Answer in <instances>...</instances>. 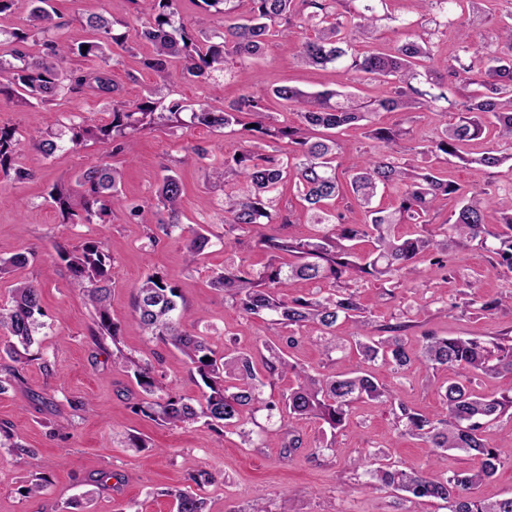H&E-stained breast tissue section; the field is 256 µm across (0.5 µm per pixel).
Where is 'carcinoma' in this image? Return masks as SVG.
I'll return each instance as SVG.
<instances>
[{
	"mask_svg": "<svg viewBox=\"0 0 512 512\" xmlns=\"http://www.w3.org/2000/svg\"><path fill=\"white\" fill-rule=\"evenodd\" d=\"M472 6L476 0H421L434 15L438 26H453L463 2ZM139 4L146 22L137 28L122 24L115 31L114 22L102 15L86 17L83 26L88 40L67 43L53 35L62 27L55 21L58 13L49 0H31L25 28L10 32L11 48L7 61L0 56V100L25 107L43 106L67 94L86 90L110 100V121L88 125L72 121L67 126L69 141L79 145L87 139L109 142L113 151L132 149L130 136L153 126H180L181 114L190 111V123L213 130H229L240 124L239 116H252L254 126L243 128L246 137L224 163L211 167V177L224 183V233L230 234L252 224L295 223L290 210L280 208L277 195L288 175L296 179L297 191L315 232L303 237L282 235L273 228L256 245L269 259L260 269L240 264L214 273L211 286L224 291L233 305L246 317L264 316L271 326L290 328L288 347L298 343L294 332L307 326L317 328L314 342L329 353L336 347L335 331L339 320L351 322L355 349L368 362L381 361L396 373L415 365L432 369L445 367L456 377L441 386L442 410L428 413L395 404L392 392L369 374L338 377L299 369L275 353L256 363L249 351L220 355L206 337L193 334L181 323L185 309L179 288L157 272L149 273L133 297L136 325L145 334L177 348L186 358L192 374L199 377L206 392L200 400L185 397L167 387L148 362L125 356L117 348L119 328L110 313L112 257L102 241L86 239L77 245L55 244L58 259L64 264L70 284L83 292L94 309L92 335L108 337L116 346L115 358L132 372L141 398L135 410L162 425L187 427L203 423L217 436L236 424L249 408L266 411L267 416L288 414V419H315L331 435L343 429L351 406L358 400H370L392 406L396 425L402 432L418 438L433 449L438 459L450 450H460L476 462L462 472L433 475L406 470L374 457L377 467L369 471V488H385L415 497L440 499L448 503V512H512V497L488 501L478 498L474 489L491 478L500 465L502 449L490 447L486 428L505 414L512 416V388L491 395L474 391L475 377H512V344L451 336H424L421 349L406 347L405 332L411 328L406 316L381 325L380 336L371 334L373 320L350 291L349 282H378L397 286L399 279L428 263L434 277L448 278V244L458 247L477 245L489 254V271L512 272V195L491 198L485 190L470 194L441 175L429 159L456 157L479 168H498L512 161V13L500 20L496 44L477 41L467 30L458 38L472 50L469 59L459 56L455 64L440 60L432 49L431 36L414 34L390 51L374 49L358 55L353 44L375 39L382 20L376 3L385 0H249L246 17L237 16L242 0H201L231 23L222 31L200 28L194 33L175 25L178 0H133ZM299 20V26L313 30L303 37L297 53L305 67L334 68L351 74L354 80H371L385 87L371 100H361L351 92L323 90L307 92L289 85L272 89L298 117L295 123L281 121L266 111L263 99L249 92L225 108L207 103L188 109L182 101L169 100L149 91L134 103L114 97L117 86L104 67L79 74L60 62L70 54L80 57L110 58L112 47L125 48L131 42L149 46L144 66L155 76L157 88L167 85L170 67L178 64L194 78L207 79L214 71L228 70L229 63L240 65L261 55L269 40L276 36V26ZM41 47V54L29 52ZM88 46L82 51V46ZM470 85L482 90L467 96L458 121L437 129L427 143L416 146V156L398 157V140L408 134L402 128L381 127L371 120L380 111L429 109L446 112L458 107L456 93ZM359 124L373 150L354 164L349 175L351 205L364 215L360 224H351L336 210L341 186L337 176L341 143L336 138L313 139L311 130L321 127L342 131ZM496 126L499 144L476 157L460 153L462 145L482 137L486 125ZM22 139L17 130L0 127V170L13 172L17 181L34 178L32 170L16 164ZM31 149L51 156L58 149L57 134L30 142ZM75 186H55L49 197L59 208L66 224H95L124 207L119 171L93 165L81 171ZM396 192L395 205L376 204L380 192ZM183 185L170 168L165 169L155 194L156 206L169 211L172 221L159 225L165 236L179 227L175 217L182 199ZM457 195L460 206L453 218L430 228L431 212L443 197ZM413 224L404 235L397 226ZM213 234L200 225L191 230L185 244L186 259L193 263L213 246ZM369 244L366 250L359 249ZM28 263L24 253L0 258V275L11 273ZM297 281L318 284L312 297L288 294ZM503 299H484L471 295L465 305L490 313ZM40 288L29 281L12 285L11 301L0 305V329L11 342L5 350L15 363L13 375L37 359L31 353L35 336L45 327L41 317ZM294 372L297 386L278 401L263 398V388L274 377ZM8 453L28 454L30 450L12 441L10 427L0 425V449ZM189 486L171 490L176 512H206L205 500L198 490L211 483L207 470L188 473Z\"/></svg>",
	"mask_w": 512,
	"mask_h": 512,
	"instance_id": "1",
	"label": "carcinoma"
}]
</instances>
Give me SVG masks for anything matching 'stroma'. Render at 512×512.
<instances>
[{"label":"stroma","instance_id":"35a3bbf8","mask_svg":"<svg viewBox=\"0 0 512 512\" xmlns=\"http://www.w3.org/2000/svg\"><path fill=\"white\" fill-rule=\"evenodd\" d=\"M54 6L63 22L59 36L71 43L85 39L79 20L91 12L122 23L139 21L132 0H54ZM384 12L376 40L379 48H392L402 39L400 20L411 21L415 34L428 27L425 11L414 0H386ZM301 36L300 27H288L263 55L249 59L248 82L215 73L223 87L219 106L231 105L250 91L265 95L270 111L281 112L285 105L273 96L275 86L319 90L326 85H349L345 74L298 63ZM147 50L142 43L133 51L118 52L109 62L123 101L138 100L153 85V75L141 64ZM110 110L107 100L86 92L33 109L1 101L0 126L16 128L29 138L72 119L90 125L107 123ZM373 120L408 129L401 143L406 150L432 137L441 122H455L456 114L381 112ZM133 141L130 156L94 140L77 147L64 143L49 157L24 147L17 161L33 170L34 178L18 182L0 174V255H29L26 267L0 277V304L8 301L16 281L31 280L42 290L45 312V327L35 346L39 359L25 365L21 379L0 392V422L7 423L15 441L28 449L24 455L0 458V512H173L169 490L186 487L188 472L197 469L214 476L201 492L206 512H250L259 497L267 512H281L285 507L290 512H448L447 503L440 500L366 487L367 462L373 454L387 453L403 468L414 470L427 468L432 461L430 449L421 441L400 434L387 405L355 402L331 451L324 448L327 437L321 425L312 419L292 421L302 445L288 452L280 446L285 439L282 429L268 423L261 411L245 415V426H267L276 446L265 447L257 440L243 444L231 429L220 438L200 424L169 428L135 413L132 395L138 387L123 363L113 359L116 347L126 356L155 362L174 391L195 399L203 392L176 348L144 334L133 323L134 290L152 271L179 288L185 302L183 327L207 336L218 351L251 350L264 355L273 349L287 353L291 362L328 375L349 376L365 369L393 390L399 402L427 411L439 409L437 390L452 372L414 367L396 374L378 363L364 364L350 345L353 329L347 323L336 331L339 349L327 354L306 339L297 348H289L287 328L271 327L258 317L244 318L223 291L210 286L213 271L224 266L244 263L258 269L267 261L254 241L268 232V225L225 234L224 187L208 177L210 159H223L235 148L236 137L186 124L147 129L136 133ZM195 145L207 148L210 159L192 153ZM93 165L120 169L126 204L150 205L147 224L154 225L170 220L166 210L153 208L152 201L164 167H172L184 184L177 217L180 230L155 245L147 236V224L130 220L122 211L114 212L105 223H63L49 191L73 183L80 171ZM440 169L463 190L481 187L500 195L512 193L511 167L479 170L453 158ZM200 224L208 225L217 241L190 266L184 244L189 230ZM87 238L102 241L112 257L111 313L120 327L116 346L93 343L92 311L71 287L53 250L54 242L75 245ZM448 253L456 269L453 278L429 280L413 271L391 294L379 285L361 282L356 291L362 306L379 324L409 307L412 326L406 342L415 351L427 333L511 339L512 306L490 314H470L462 304L473 293L488 299L512 292V274L483 275L486 254L474 247H452ZM136 436L143 439V447H132ZM105 475L121 481V492L101 488L99 480ZM38 477L45 478V489L41 496H29L25 489Z\"/></svg>","mask_w":512,"mask_h":512}]
</instances>
